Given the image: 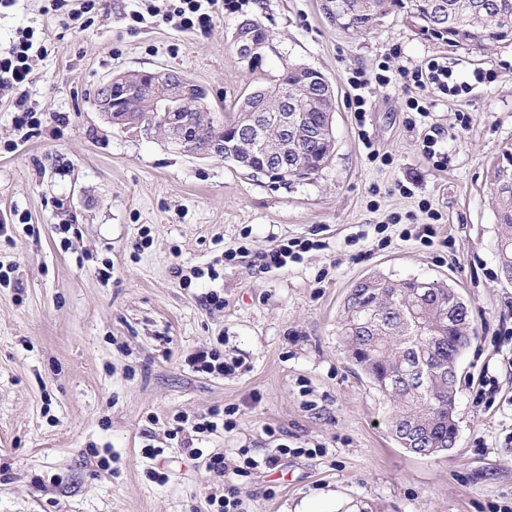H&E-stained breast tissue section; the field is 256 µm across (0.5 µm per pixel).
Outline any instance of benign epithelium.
Wrapping results in <instances>:
<instances>
[{"label":"benign epithelium","instance_id":"benign-epithelium-1","mask_svg":"<svg viewBox=\"0 0 512 512\" xmlns=\"http://www.w3.org/2000/svg\"><path fill=\"white\" fill-rule=\"evenodd\" d=\"M444 19L445 5L438 0L432 6L428 23H419L413 19L410 23L422 34L429 27L443 23ZM232 43L240 58L251 66L265 63L269 52L273 51L270 39L256 41L253 21L249 19L237 23ZM95 106L108 122L121 131L136 137L159 135L165 143L189 155L217 158L229 154L250 173L271 178L276 174L283 176L290 173L296 176L304 172L301 165L289 162L285 154L270 151L265 146L272 131H279L281 138L286 140L288 133L302 126L300 109L293 102L274 117L257 113L254 120L236 133L230 142L215 136L203 144L194 136V129L180 117V112L184 110H200L199 104L186 96L183 79L165 70L126 71L107 78L97 90ZM149 109L165 112V119L160 125L137 118V113ZM242 149L263 157L262 165L255 167L242 160Z\"/></svg>","mask_w":512,"mask_h":512}]
</instances>
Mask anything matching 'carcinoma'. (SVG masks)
<instances>
[{
	"label": "carcinoma",
	"mask_w": 512,
	"mask_h": 512,
	"mask_svg": "<svg viewBox=\"0 0 512 512\" xmlns=\"http://www.w3.org/2000/svg\"><path fill=\"white\" fill-rule=\"evenodd\" d=\"M447 21L434 35L450 47L480 52L490 44L512 41V0H443ZM430 0H391L403 18L427 15ZM381 0H325L329 18L341 13L347 28L367 30L379 21ZM314 69L291 65L282 73L260 75L259 97H268V111L280 107L279 93L302 105L305 124L326 130L323 142L305 149L304 161L314 175L329 163L333 153V112L325 105L310 107L300 92H316ZM512 145L504 148L488 172L491 204L500 234L496 240L500 273L512 275V174L504 171ZM372 287L356 282L343 309L341 336L349 357L383 398L397 405L390 431L409 452L437 455L453 445L456 424V365L471 344L474 330L466 300L455 288L419 279L392 280L370 276Z\"/></svg>",
	"instance_id": "1"
}]
</instances>
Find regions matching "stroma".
I'll list each match as a JSON object with an SVG mask.
<instances>
[{"label": "stroma", "instance_id": "1", "mask_svg": "<svg viewBox=\"0 0 512 512\" xmlns=\"http://www.w3.org/2000/svg\"><path fill=\"white\" fill-rule=\"evenodd\" d=\"M134 8L107 0L88 27L62 21L51 0L0 10V45L35 34L29 105L41 121L16 127L0 93V512H210L215 478L168 433L177 415L229 407L235 429L204 434L205 452L235 463L242 448L259 460L289 447L276 469L237 479L244 512H512V283L487 181L512 144V43L452 48L398 13L355 33L323 0H245L203 33L133 24ZM245 17L269 31V76L301 64L336 91L334 152L318 174L254 176L123 133L97 111L103 80L141 69L182 73L231 108L258 84L232 45ZM433 59L467 90L406 82L404 69ZM383 68L390 84L366 90L356 112L354 73ZM489 70L495 82L476 80ZM430 135L447 167L421 155ZM294 238L313 246L264 268L263 252ZM227 250L236 257L221 262ZM373 274L444 282L468 303L475 336L457 363L446 452L400 448L392 404L345 353V298ZM213 292L223 307L207 305ZM202 347L235 372L193 371ZM489 377L495 393L479 398Z\"/></svg>", "mask_w": 512, "mask_h": 512}]
</instances>
